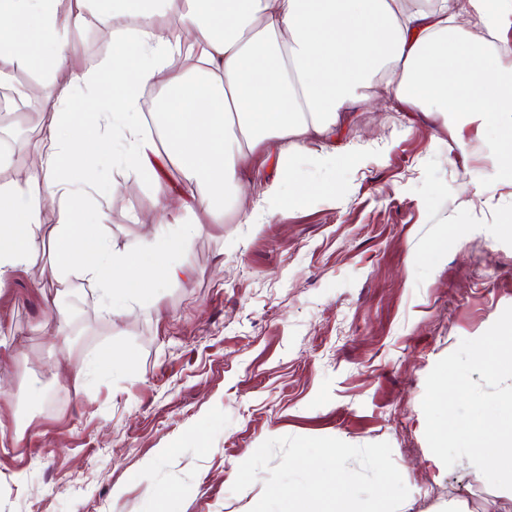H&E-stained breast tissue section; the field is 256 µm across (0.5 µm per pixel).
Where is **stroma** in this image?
Returning a JSON list of instances; mask_svg holds the SVG:
<instances>
[{
  "mask_svg": "<svg viewBox=\"0 0 512 512\" xmlns=\"http://www.w3.org/2000/svg\"><path fill=\"white\" fill-rule=\"evenodd\" d=\"M70 37L62 66L27 73L35 91L0 113V185L29 164L51 119L43 91L73 73H103L112 50ZM350 121L313 150L351 154L318 168L309 155L259 176L223 220L190 201L195 228L174 256L183 276L156 309L110 320L95 284L66 277L81 304L62 344L45 302L50 258L0 284V512H152L147 488L179 512H250L239 465L266 439L385 441L409 490L398 512H512V490L491 487L468 459L445 467L425 439L421 401L434 365L512 306V179L502 176L492 127L389 99L378 85ZM282 179L286 209H258L264 180ZM80 222L107 217L113 246L140 249L156 222L154 186L108 199L80 186ZM111 371L62 373L102 349Z\"/></svg>",
  "mask_w": 512,
  "mask_h": 512,
  "instance_id": "35a3bbf8",
  "label": "stroma"
}]
</instances>
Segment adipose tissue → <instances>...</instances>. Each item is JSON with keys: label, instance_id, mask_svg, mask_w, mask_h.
Here are the masks:
<instances>
[{"label": "adipose tissue", "instance_id": "obj_1", "mask_svg": "<svg viewBox=\"0 0 512 512\" xmlns=\"http://www.w3.org/2000/svg\"><path fill=\"white\" fill-rule=\"evenodd\" d=\"M0 0V71L6 66L61 65L71 32L86 12L112 24L120 64L99 74H74L47 96L53 117L38 163L0 186V282L27 266L39 250L52 273L71 269L97 284L108 315L154 303V291L176 279L172 255L185 250L194 228L170 223L172 199L161 186L156 205L169 227L136 252L111 247L99 227L72 223L79 209L73 185L89 182L95 160L116 157L108 192L158 178L165 154L183 182L210 210L250 182L247 161L263 151L291 168L309 141L330 135L346 105L370 83L449 125L496 126L506 144L499 167L512 178V58L490 51L488 39L466 43L467 27L495 33L512 21V0H438L436 7L403 0ZM192 26L189 44L175 39ZM186 50L190 71L174 67ZM112 100L93 124L77 120L76 86ZM160 87L155 144L140 121L144 88ZM61 201L56 223L47 205Z\"/></svg>", "mask_w": 512, "mask_h": 512}]
</instances>
